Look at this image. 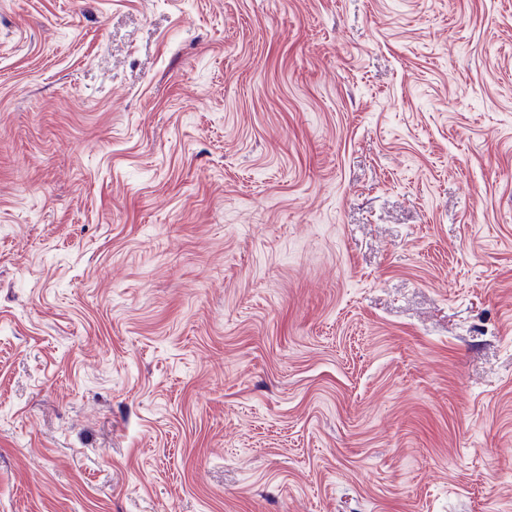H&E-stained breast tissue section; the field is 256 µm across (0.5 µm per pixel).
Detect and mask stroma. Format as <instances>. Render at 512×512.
<instances>
[{
	"label": "stroma",
	"instance_id": "stroma-1",
	"mask_svg": "<svg viewBox=\"0 0 512 512\" xmlns=\"http://www.w3.org/2000/svg\"><path fill=\"white\" fill-rule=\"evenodd\" d=\"M0 512H512V0H0Z\"/></svg>",
	"mask_w": 512,
	"mask_h": 512
}]
</instances>
